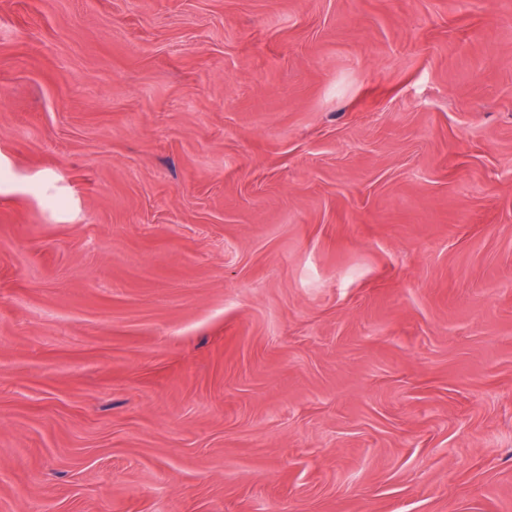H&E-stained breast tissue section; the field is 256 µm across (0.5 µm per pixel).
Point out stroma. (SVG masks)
I'll list each match as a JSON object with an SVG mask.
<instances>
[{
  "mask_svg": "<svg viewBox=\"0 0 512 512\" xmlns=\"http://www.w3.org/2000/svg\"><path fill=\"white\" fill-rule=\"evenodd\" d=\"M0 512H512V0H0Z\"/></svg>",
  "mask_w": 512,
  "mask_h": 512,
  "instance_id": "stroma-1",
  "label": "stroma"
}]
</instances>
